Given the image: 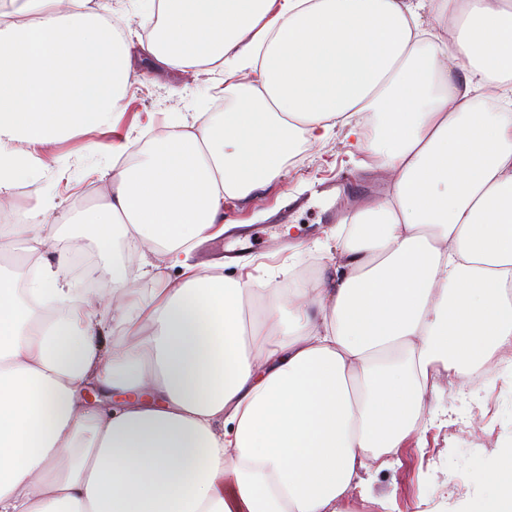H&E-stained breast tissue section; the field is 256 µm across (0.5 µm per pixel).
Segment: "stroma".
<instances>
[{
  "label": "stroma",
  "instance_id": "1",
  "mask_svg": "<svg viewBox=\"0 0 512 512\" xmlns=\"http://www.w3.org/2000/svg\"><path fill=\"white\" fill-rule=\"evenodd\" d=\"M123 103L120 132L127 136L129 146L140 148L144 142L139 132L144 124H151L158 137L169 130L172 118L198 110L223 111L224 77L207 69L175 75L143 68L138 80L127 88ZM112 138L111 132L94 130L51 142L40 151L26 176L0 194V210L10 213L17 223L39 224L43 217L33 206L37 198L62 218L76 207H93L106 191L113 164L108 149ZM352 152L338 136L301 151L287 162L282 178L224 209L229 224L255 228L253 253L225 264L224 242L217 239L198 245L191 262L228 277L243 267L259 277L275 253L280 260L293 262L292 273L275 280V287L305 285L304 269L320 262L313 244L330 231L321 221L320 209L307 206L295 212V231L289 243L274 236L269 225L288 204L327 183L343 185L338 204L347 219L367 202L384 198L388 174L357 168L351 161ZM55 241L70 252L95 256L83 269L69 263L71 280L103 281V260L97 257L91 237L74 236L62 225L55 232ZM500 373L491 388L482 382L452 385L443 375L435 378L426 395L427 410L418 423L423 445L410 441L399 448L392 465L371 477L368 499L351 497L343 504V512H459L463 502L480 497L482 472L512 452V369L504 366Z\"/></svg>",
  "mask_w": 512,
  "mask_h": 512
}]
</instances>
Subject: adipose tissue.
Returning a JSON list of instances; mask_svg holds the SVG:
<instances>
[{
	"label": "adipose tissue",
	"instance_id": "ef3b65f1",
	"mask_svg": "<svg viewBox=\"0 0 512 512\" xmlns=\"http://www.w3.org/2000/svg\"><path fill=\"white\" fill-rule=\"evenodd\" d=\"M90 2L0 0V140L117 126L145 59L220 67L226 107L74 216L105 293L0 225L35 268L19 290L0 265V512H336L414 433L436 371L493 385L512 357V0H133L138 43ZM338 131L391 189L333 229L307 287L188 263L225 200ZM126 242L146 292L125 291ZM483 485L467 512H512V454Z\"/></svg>",
	"mask_w": 512,
	"mask_h": 512
}]
</instances>
